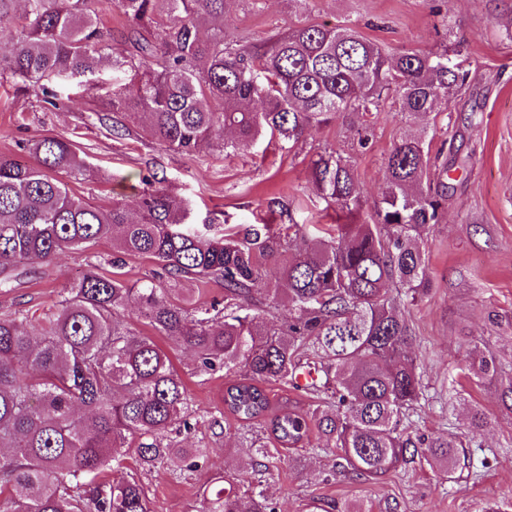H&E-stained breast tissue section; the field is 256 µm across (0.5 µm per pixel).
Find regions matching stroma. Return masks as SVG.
I'll return each instance as SVG.
<instances>
[{
    "label": "stroma",
    "instance_id": "35a3bbf8",
    "mask_svg": "<svg viewBox=\"0 0 512 512\" xmlns=\"http://www.w3.org/2000/svg\"><path fill=\"white\" fill-rule=\"evenodd\" d=\"M512 17V0H231L224 29L238 46L254 49L295 24H350L387 52L455 49L470 82L450 96L447 112L422 127L392 111L348 114L310 129L294 147L264 138L227 153L210 146L182 155L136 134L118 136L106 117L117 78L104 70L94 90L56 81L53 103L0 80V156L30 161V143L46 136L70 140L85 159L82 176L66 177L71 194L94 204L120 200L135 205L141 192L165 180L190 209V223L211 232L244 234L269 226L271 234L296 224L312 240L324 238L337 216L309 184L308 167L329 149L352 157L372 215L381 199L385 161L394 145L421 135L448 165L447 199L440 223L425 235L428 293L408 307L412 352L423 374L429 402L418 423L424 433L461 429L477 406L498 424L483 435L487 468L475 478L449 480L417 462L365 480L339 472L334 451L306 447L289 456L275 441L266 454L249 448L241 422L224 411L223 373H197L193 351L168 350L183 378L196 426L180 435L182 447H205L195 470L166 460L139 471L153 512H199L213 482L250 493L263 481L281 512H306L322 500L337 507L370 505L372 512H481L486 501L512 505V418L503 416L490 380L466 370L473 340L480 339L512 372V41L501 21ZM367 126L359 145L356 130ZM288 201L289 212L267 201ZM112 242L103 239L49 261L19 264L10 287L0 288V317L54 311L65 282L96 266L111 270Z\"/></svg>",
    "mask_w": 512,
    "mask_h": 512
}]
</instances>
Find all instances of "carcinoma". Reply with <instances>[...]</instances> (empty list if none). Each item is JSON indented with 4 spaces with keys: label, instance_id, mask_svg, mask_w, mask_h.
I'll return each mask as SVG.
<instances>
[{
    "label": "carcinoma",
    "instance_id": "1",
    "mask_svg": "<svg viewBox=\"0 0 512 512\" xmlns=\"http://www.w3.org/2000/svg\"><path fill=\"white\" fill-rule=\"evenodd\" d=\"M228 2L115 0L130 27L128 50L108 44L100 0H0V34L20 26L0 53V79L43 82L47 103L44 82L94 74L108 49L112 67L130 76L112 90L109 111L181 154L220 132L226 150L266 133L294 146L341 114L382 112L388 99L420 124L448 111V96L469 82L446 48L391 56L347 25L299 23L261 49L238 48L224 36ZM254 102L261 108H249ZM29 153L32 163L0 157V288L10 287L21 261H50L103 238L119 253L112 267L149 258L166 280L131 285L94 268L62 288L54 313L0 318V512H152L136 473L110 484L104 470L129 458L144 469L172 456L198 467L205 449L170 439L193 428L186 386L136 322L193 350L199 372L224 370V409L250 429L270 420L290 452L309 443L315 427L341 471L358 478L378 480L417 459L450 478L486 465L467 451L481 447L491 425L477 406L461 437L402 427L424 399L416 358L406 355L413 330L405 305L429 290L420 240L441 222L447 194L448 167L421 137L391 150L369 222L357 221L363 201L353 161L318 152L312 187L346 222L315 243L296 224L284 243L257 229L206 233L186 223V205L163 179L149 184L134 219L125 203L83 201L56 177L86 171L70 141L44 137ZM283 249L288 258L270 279L262 260ZM210 279L224 282L222 312L179 288ZM268 301L288 305V322L262 317ZM304 370L314 375L308 389L326 395L324 408H275L262 384L293 385ZM468 371L497 378L502 409L512 414V374L493 353L477 351ZM204 512H277V503L259 488L244 498L221 487Z\"/></svg>",
    "mask_w": 512,
    "mask_h": 512
}]
</instances>
